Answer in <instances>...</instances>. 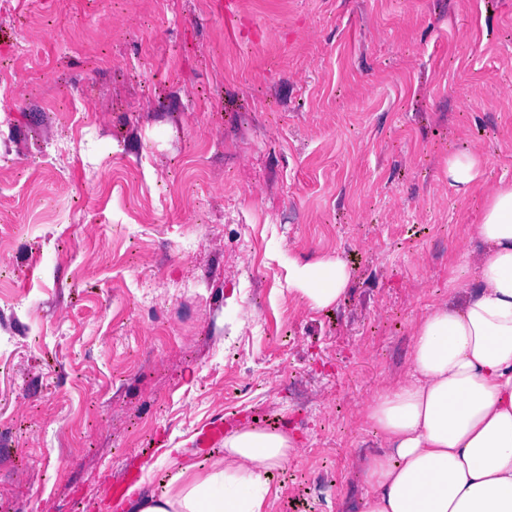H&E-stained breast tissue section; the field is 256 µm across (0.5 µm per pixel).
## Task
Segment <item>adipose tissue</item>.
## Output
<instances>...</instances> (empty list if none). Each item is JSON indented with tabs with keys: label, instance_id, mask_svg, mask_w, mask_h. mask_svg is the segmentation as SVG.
Returning <instances> with one entry per match:
<instances>
[{
	"label": "adipose tissue",
	"instance_id": "adipose-tissue-1",
	"mask_svg": "<svg viewBox=\"0 0 512 512\" xmlns=\"http://www.w3.org/2000/svg\"><path fill=\"white\" fill-rule=\"evenodd\" d=\"M475 234L481 258L450 262V297L415 324L407 376L366 409L384 446L362 462L361 512H512V181L488 192ZM349 280L338 257L288 268L289 293L314 309ZM296 446L250 427L205 467L167 449L165 481L133 488L125 512H268L269 475Z\"/></svg>",
	"mask_w": 512,
	"mask_h": 512
}]
</instances>
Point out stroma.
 Listing matches in <instances>:
<instances>
[{"mask_svg":"<svg viewBox=\"0 0 512 512\" xmlns=\"http://www.w3.org/2000/svg\"><path fill=\"white\" fill-rule=\"evenodd\" d=\"M1 58L0 512H79L155 437L160 482L217 413L298 436L272 512H355L364 409L512 181V0H0ZM327 256L313 310L288 263ZM446 175L451 184L466 189L476 182L481 175L479 160L472 156L448 159ZM350 280V271L340 258H327L315 263L293 262L288 268V292L313 309L338 303Z\"/></svg>","mask_w":512,"mask_h":512,"instance_id":"1","label":"stroma"}]
</instances>
